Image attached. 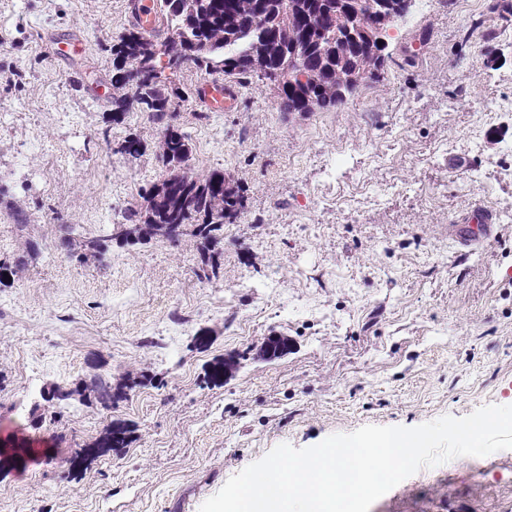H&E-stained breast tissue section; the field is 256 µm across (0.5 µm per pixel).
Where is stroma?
<instances>
[{"mask_svg": "<svg viewBox=\"0 0 512 512\" xmlns=\"http://www.w3.org/2000/svg\"><path fill=\"white\" fill-rule=\"evenodd\" d=\"M464 2L415 0L336 107L285 112L245 82L209 112L205 74L176 78L188 173L245 197L202 281L189 234L84 253L166 175L162 134L134 110L113 122L40 35L81 36L111 87L125 0H0V263L23 265L0 287V512H199L277 445L512 405V0ZM476 203L495 230L464 248L449 228ZM270 336L285 354L264 356ZM95 378L124 398L89 396ZM54 385L71 407L34 426ZM115 423L128 445L93 452ZM370 512H512V450L421 468Z\"/></svg>", "mask_w": 512, "mask_h": 512, "instance_id": "stroma-1", "label": "stroma"}]
</instances>
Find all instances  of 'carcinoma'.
Here are the masks:
<instances>
[{
    "instance_id": "obj_1",
    "label": "carcinoma",
    "mask_w": 512,
    "mask_h": 512,
    "mask_svg": "<svg viewBox=\"0 0 512 512\" xmlns=\"http://www.w3.org/2000/svg\"><path fill=\"white\" fill-rule=\"evenodd\" d=\"M366 0H346L336 12V0H161L160 12L167 21V36L159 40L137 25L108 46L112 55V86L135 88L133 95L112 97V120L119 121L134 109L162 127L159 152L168 174L145 192V207L130 211L125 223L109 234L91 239L85 246L103 256L112 241L147 242L162 237L177 242L183 227L195 226L197 249L208 251L217 241L224 220L237 217L244 208L240 188L224 171L203 177L185 172L191 155V137L173 124L172 98H181L173 77L186 68L207 75L223 74L255 80L276 89L285 112L335 107L341 75L349 70L360 76L374 75L377 61L371 59L363 36L332 37L350 23L348 11L363 8ZM300 48L303 68L288 73L290 47ZM173 53L174 61L161 64ZM280 75L274 82L271 76ZM103 404H112L123 393L100 380L89 387ZM71 392L55 386L43 395L52 408L50 419L62 415ZM128 430L118 424L97 444L99 448L125 447Z\"/></svg>"
}]
</instances>
